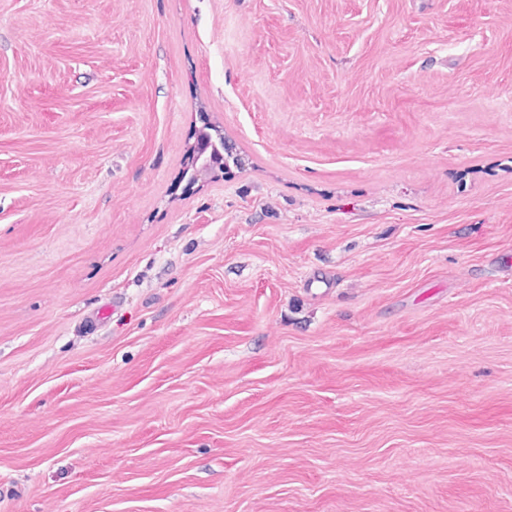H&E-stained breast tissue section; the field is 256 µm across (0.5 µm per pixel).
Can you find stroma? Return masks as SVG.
<instances>
[{"mask_svg": "<svg viewBox=\"0 0 512 512\" xmlns=\"http://www.w3.org/2000/svg\"><path fill=\"white\" fill-rule=\"evenodd\" d=\"M509 253L512 0H0V512H512ZM204 129H206L208 132L218 131L209 124H206ZM209 134L212 136L215 145L214 152L212 155V162L218 169L225 170L226 162L228 161L229 163L230 159L232 160V163L235 164L236 166L242 165V158H239L237 155L233 156L232 151H230L229 147L225 144L224 136H222L221 134H217L218 137L215 135L214 138L211 132H209Z\"/></svg>", "mask_w": 512, "mask_h": 512, "instance_id": "stroma-1", "label": "stroma"}]
</instances>
